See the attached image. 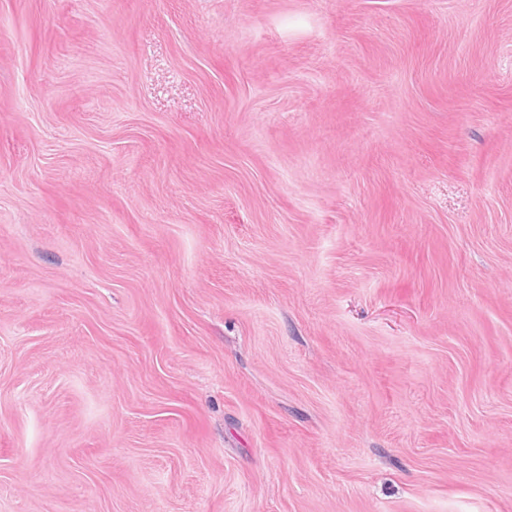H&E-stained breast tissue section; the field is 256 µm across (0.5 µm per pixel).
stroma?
Here are the masks:
<instances>
[{
	"mask_svg": "<svg viewBox=\"0 0 512 512\" xmlns=\"http://www.w3.org/2000/svg\"><path fill=\"white\" fill-rule=\"evenodd\" d=\"M0 512H512V0H0Z\"/></svg>",
	"mask_w": 512,
	"mask_h": 512,
	"instance_id": "1",
	"label": "stroma"
}]
</instances>
